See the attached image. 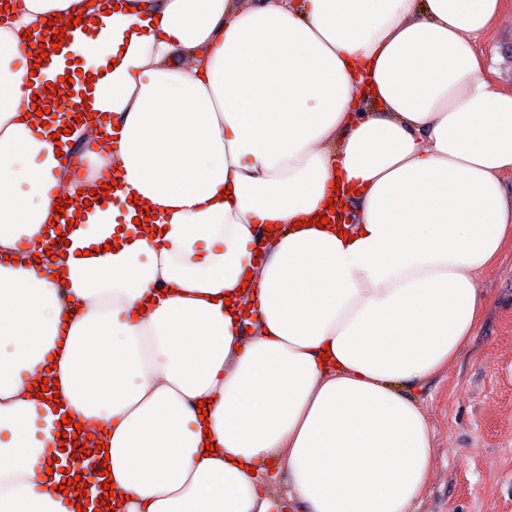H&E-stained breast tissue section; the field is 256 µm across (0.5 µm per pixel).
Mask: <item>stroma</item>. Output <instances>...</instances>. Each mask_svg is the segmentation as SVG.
<instances>
[{
    "label": "stroma",
    "instance_id": "obj_1",
    "mask_svg": "<svg viewBox=\"0 0 512 512\" xmlns=\"http://www.w3.org/2000/svg\"><path fill=\"white\" fill-rule=\"evenodd\" d=\"M512 86V14L481 44ZM478 284L487 305L460 357L409 388L433 429L432 472L416 512H512V251Z\"/></svg>",
    "mask_w": 512,
    "mask_h": 512
}]
</instances>
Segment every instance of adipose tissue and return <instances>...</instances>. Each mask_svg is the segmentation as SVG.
<instances>
[{
    "instance_id": "ef3b65f1",
    "label": "adipose tissue",
    "mask_w": 512,
    "mask_h": 512,
    "mask_svg": "<svg viewBox=\"0 0 512 512\" xmlns=\"http://www.w3.org/2000/svg\"><path fill=\"white\" fill-rule=\"evenodd\" d=\"M8 3L0 512H73L46 471L66 412L109 445L114 512H413L434 448L404 389L459 358L512 250V89L476 48L512 0ZM76 9L99 23L70 48L91 125L117 137L89 160L121 186L54 260L55 194L94 182L26 121L21 67L27 30ZM336 194L343 238L310 223ZM49 366L60 412L28 393Z\"/></svg>"
}]
</instances>
